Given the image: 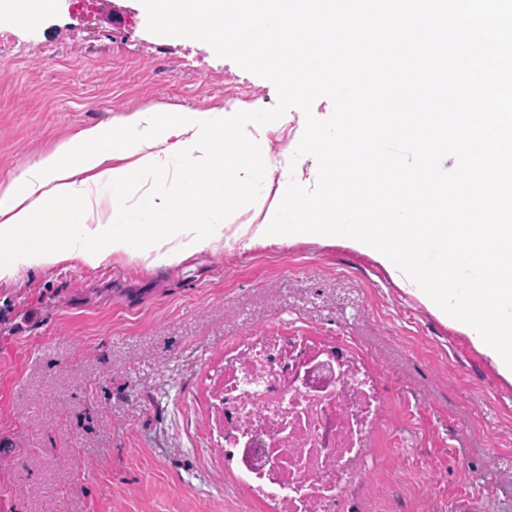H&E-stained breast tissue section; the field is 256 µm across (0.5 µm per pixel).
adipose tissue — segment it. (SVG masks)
Segmentation results:
<instances>
[{
    "label": "adipose tissue",
    "mask_w": 512,
    "mask_h": 512,
    "mask_svg": "<svg viewBox=\"0 0 512 512\" xmlns=\"http://www.w3.org/2000/svg\"><path fill=\"white\" fill-rule=\"evenodd\" d=\"M270 170L251 112L158 109L88 127L0 183V281L70 258L99 266L126 256L156 269L227 237L247 246L278 189L253 190ZM100 181L111 201L96 193Z\"/></svg>",
    "instance_id": "1"
}]
</instances>
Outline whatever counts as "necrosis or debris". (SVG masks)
<instances>
[{
  "instance_id": "4bbe7bcc",
  "label": "necrosis or debris",
  "mask_w": 512,
  "mask_h": 512,
  "mask_svg": "<svg viewBox=\"0 0 512 512\" xmlns=\"http://www.w3.org/2000/svg\"><path fill=\"white\" fill-rule=\"evenodd\" d=\"M309 345L259 336L224 368V468L277 512H336L386 414L346 343Z\"/></svg>"
}]
</instances>
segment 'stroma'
Returning <instances> with one entry per match:
<instances>
[{
  "label": "stroma",
  "instance_id": "obj_1",
  "mask_svg": "<svg viewBox=\"0 0 512 512\" xmlns=\"http://www.w3.org/2000/svg\"><path fill=\"white\" fill-rule=\"evenodd\" d=\"M58 0L0 47V183L146 109H269L275 86L140 0ZM351 343L389 412L339 512H512V385L368 257L230 244L165 269L123 256L0 282V512H274L224 471L225 349L270 330Z\"/></svg>",
  "mask_w": 512,
  "mask_h": 512
}]
</instances>
